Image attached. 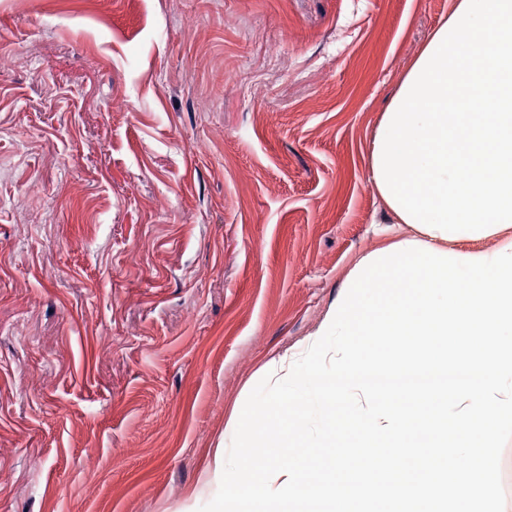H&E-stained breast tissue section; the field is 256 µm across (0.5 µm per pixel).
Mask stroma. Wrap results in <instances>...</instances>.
<instances>
[{
  "label": "stroma",
  "instance_id": "stroma-1",
  "mask_svg": "<svg viewBox=\"0 0 512 512\" xmlns=\"http://www.w3.org/2000/svg\"><path fill=\"white\" fill-rule=\"evenodd\" d=\"M453 0H0V512H197L357 260ZM206 150H197V142Z\"/></svg>",
  "mask_w": 512,
  "mask_h": 512
}]
</instances>
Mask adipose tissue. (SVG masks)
<instances>
[{"mask_svg": "<svg viewBox=\"0 0 512 512\" xmlns=\"http://www.w3.org/2000/svg\"><path fill=\"white\" fill-rule=\"evenodd\" d=\"M369 168L423 245L512 229V0H453L383 113Z\"/></svg>", "mask_w": 512, "mask_h": 512, "instance_id": "adipose-tissue-1", "label": "adipose tissue"}]
</instances>
